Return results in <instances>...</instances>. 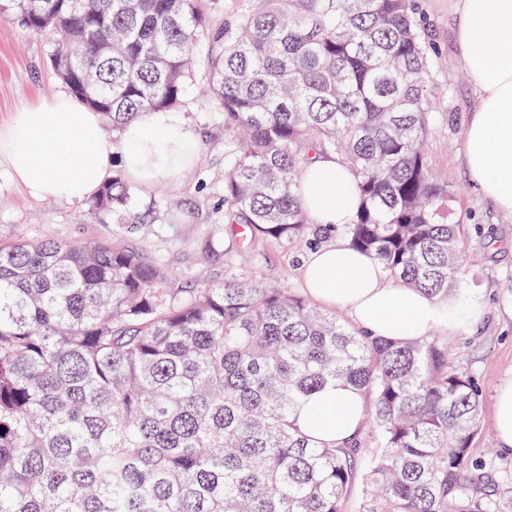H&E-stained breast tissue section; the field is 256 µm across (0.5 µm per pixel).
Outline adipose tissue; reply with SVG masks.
<instances>
[{
  "instance_id": "1",
  "label": "adipose tissue",
  "mask_w": 512,
  "mask_h": 512,
  "mask_svg": "<svg viewBox=\"0 0 512 512\" xmlns=\"http://www.w3.org/2000/svg\"><path fill=\"white\" fill-rule=\"evenodd\" d=\"M460 64L480 96L465 131L466 167L500 210L512 213V0H463L458 28ZM194 130L174 110L141 113L113 143L101 113L69 93L41 98L0 128V158L28 193L81 202L112 180L114 168L137 183L172 182ZM353 176L318 159L300 175L301 197L315 223L334 230L332 242L308 253L302 267L307 294L348 309L372 336L414 340L441 322L442 303L423 291L389 287L377 262L351 249L338 230L358 204ZM365 397L343 385L315 394L297 425L311 439L341 445L364 423Z\"/></svg>"
}]
</instances>
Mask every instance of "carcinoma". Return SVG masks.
<instances>
[{
	"instance_id": "1",
	"label": "carcinoma",
	"mask_w": 512,
	"mask_h": 512,
	"mask_svg": "<svg viewBox=\"0 0 512 512\" xmlns=\"http://www.w3.org/2000/svg\"><path fill=\"white\" fill-rule=\"evenodd\" d=\"M0 16L50 40L114 134L184 105L206 67L233 236L307 237L299 175L334 160L361 200L349 244L444 301L445 323L471 317L416 0H249L219 24L210 0H0ZM131 196L114 175L91 211L132 230ZM171 284L128 245L0 243V512H348L358 483L357 512H512V463L473 454L482 393L444 337L366 336L231 258L222 281ZM338 382L365 394L371 439L336 448L294 417Z\"/></svg>"
}]
</instances>
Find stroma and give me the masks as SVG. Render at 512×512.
<instances>
[{"mask_svg":"<svg viewBox=\"0 0 512 512\" xmlns=\"http://www.w3.org/2000/svg\"><path fill=\"white\" fill-rule=\"evenodd\" d=\"M431 32L427 45L435 61L430 90L445 110L431 130L439 163L456 190V217L470 230L462 241L466 253L479 256L478 313L448 334V354L474 378L483 395L476 454L512 458L501 449L492 419L497 388L512 380V214L501 211L472 182L464 154V131L477 106V95L459 62L456 41L460 0H416ZM48 38L30 34L16 21L0 18V126L15 119L37 99L62 91L63 83L48 63ZM207 79L199 72L187 89L182 112L200 143L196 162L172 183H139L128 210L140 214L127 238L175 275V285L192 288L224 277L227 258L238 243L224 234V114L202 94ZM88 203L29 198L0 162V241L36 239L43 234L69 242L111 240L118 218L91 215ZM310 249L306 240L253 243L244 272L262 281L302 291L301 265Z\"/></svg>","mask_w":512,"mask_h":512,"instance_id":"stroma-1","label":"stroma"}]
</instances>
